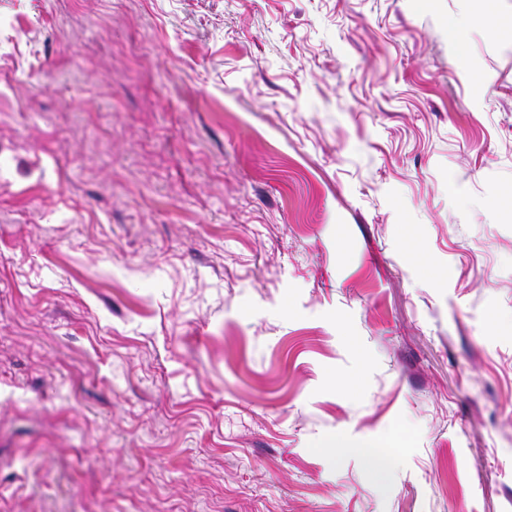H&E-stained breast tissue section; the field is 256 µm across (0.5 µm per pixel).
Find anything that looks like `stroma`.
<instances>
[{
  "mask_svg": "<svg viewBox=\"0 0 512 512\" xmlns=\"http://www.w3.org/2000/svg\"><path fill=\"white\" fill-rule=\"evenodd\" d=\"M495 24L0 0V512H512Z\"/></svg>",
  "mask_w": 512,
  "mask_h": 512,
  "instance_id": "1",
  "label": "stroma"
}]
</instances>
